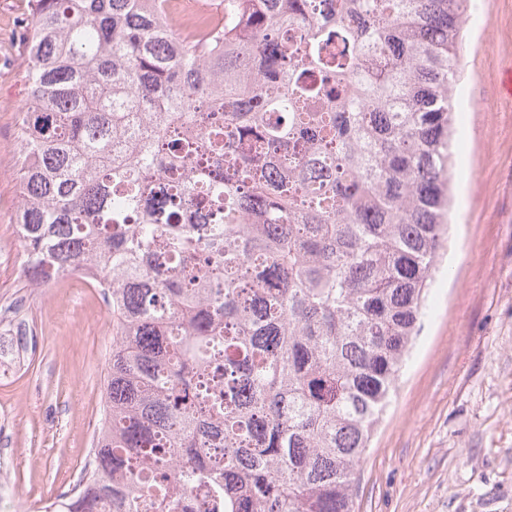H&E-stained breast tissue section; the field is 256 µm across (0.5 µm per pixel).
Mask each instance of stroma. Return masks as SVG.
<instances>
[{
    "instance_id": "1",
    "label": "stroma",
    "mask_w": 512,
    "mask_h": 512,
    "mask_svg": "<svg viewBox=\"0 0 512 512\" xmlns=\"http://www.w3.org/2000/svg\"><path fill=\"white\" fill-rule=\"evenodd\" d=\"M30 0H0V336L28 332L0 371V512H45L91 460L112 310L78 273L28 287L13 218L27 97ZM458 175L424 328L360 466L354 512H512V0H477L458 45Z\"/></svg>"
}]
</instances>
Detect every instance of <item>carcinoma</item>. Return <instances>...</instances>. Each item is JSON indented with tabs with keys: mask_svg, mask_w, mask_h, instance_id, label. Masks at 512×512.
Instances as JSON below:
<instances>
[{
	"mask_svg": "<svg viewBox=\"0 0 512 512\" xmlns=\"http://www.w3.org/2000/svg\"><path fill=\"white\" fill-rule=\"evenodd\" d=\"M32 0L27 284L109 289L53 512H353L448 232L466 0ZM167 8L168 16L181 33L199 37L204 29L199 26H193L191 22L199 17H205L199 2L196 0H167L164 3Z\"/></svg>",
	"mask_w": 512,
	"mask_h": 512,
	"instance_id": "cac0c4a2",
	"label": "carcinoma"
}]
</instances>
